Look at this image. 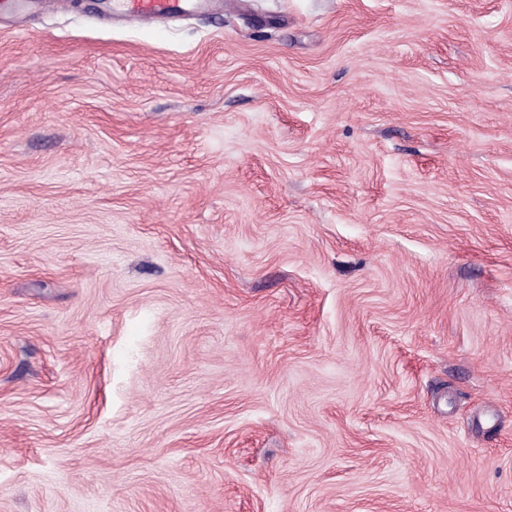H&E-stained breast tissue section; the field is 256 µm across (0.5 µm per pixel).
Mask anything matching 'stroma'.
Masks as SVG:
<instances>
[{
	"label": "stroma",
	"instance_id": "obj_1",
	"mask_svg": "<svg viewBox=\"0 0 512 512\" xmlns=\"http://www.w3.org/2000/svg\"><path fill=\"white\" fill-rule=\"evenodd\" d=\"M0 14V512H512V0Z\"/></svg>",
	"mask_w": 512,
	"mask_h": 512
}]
</instances>
